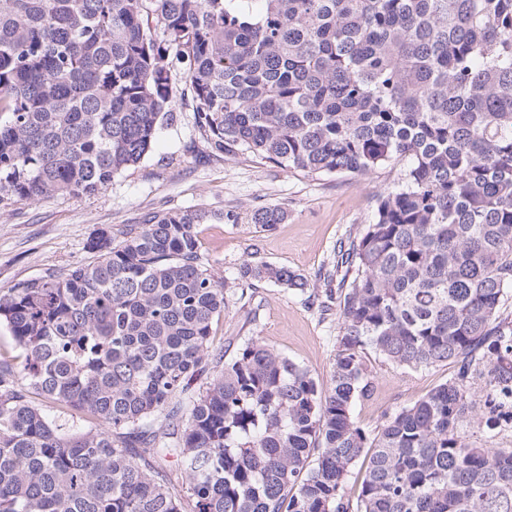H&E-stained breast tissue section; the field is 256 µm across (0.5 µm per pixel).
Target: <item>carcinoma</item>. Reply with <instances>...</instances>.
I'll return each mask as SVG.
<instances>
[{
    "label": "carcinoma",
    "mask_w": 512,
    "mask_h": 512,
    "mask_svg": "<svg viewBox=\"0 0 512 512\" xmlns=\"http://www.w3.org/2000/svg\"><path fill=\"white\" fill-rule=\"evenodd\" d=\"M235 2L0 0V202L106 189L177 104L217 156L307 177L402 163V187L324 264L334 295L272 263L219 281L191 209L1 293L0 512H512V448L461 432L512 413V0ZM256 282L322 316L336 299L328 386L257 336L210 350ZM372 354L453 371L367 430Z\"/></svg>",
    "instance_id": "obj_1"
}]
</instances>
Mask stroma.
<instances>
[{
	"mask_svg": "<svg viewBox=\"0 0 512 512\" xmlns=\"http://www.w3.org/2000/svg\"><path fill=\"white\" fill-rule=\"evenodd\" d=\"M175 114L144 161L105 191L0 203V292L88 261L85 243L98 230L116 234L153 211L197 208L209 214L198 227L199 243L217 279L236 277L239 266L251 261L287 266L313 282L340 239L371 222L377 196L401 186L402 167L396 163L364 176L312 179L214 156L197 144L192 112L179 108ZM261 206L281 207L284 222L270 231L252 224L251 212ZM251 293L245 305L230 306L214 325L213 348L231 355L257 336L329 384L336 317L320 318L303 295L273 284H257ZM375 369L372 397L353 406L356 420L369 430L384 413L413 404L451 375L447 366L411 371L379 363Z\"/></svg>",
	"mask_w": 512,
	"mask_h": 512,
	"instance_id": "obj_1",
	"label": "stroma"
}]
</instances>
